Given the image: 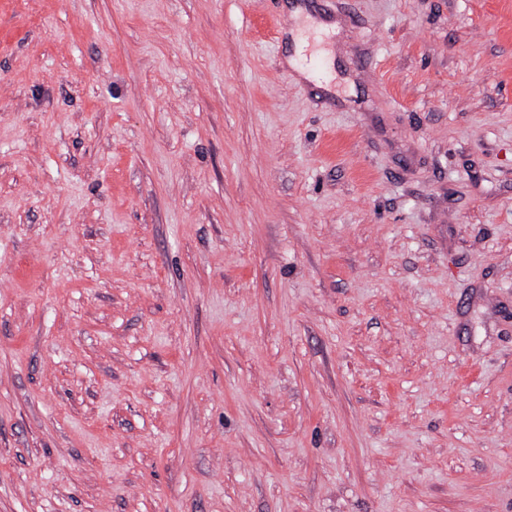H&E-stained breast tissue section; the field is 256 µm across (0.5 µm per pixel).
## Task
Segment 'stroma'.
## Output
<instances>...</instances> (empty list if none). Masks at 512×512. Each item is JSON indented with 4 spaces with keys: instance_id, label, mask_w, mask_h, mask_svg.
I'll list each match as a JSON object with an SVG mask.
<instances>
[{
    "instance_id": "1",
    "label": "stroma",
    "mask_w": 512,
    "mask_h": 512,
    "mask_svg": "<svg viewBox=\"0 0 512 512\" xmlns=\"http://www.w3.org/2000/svg\"><path fill=\"white\" fill-rule=\"evenodd\" d=\"M0 512H512V0H0Z\"/></svg>"
}]
</instances>
